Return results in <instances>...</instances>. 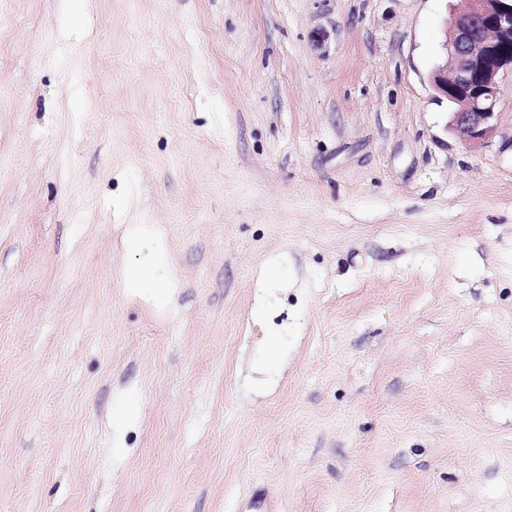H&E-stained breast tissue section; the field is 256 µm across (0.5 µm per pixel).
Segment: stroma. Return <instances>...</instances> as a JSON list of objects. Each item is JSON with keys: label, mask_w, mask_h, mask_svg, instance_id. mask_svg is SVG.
Segmentation results:
<instances>
[{"label": "stroma", "mask_w": 512, "mask_h": 512, "mask_svg": "<svg viewBox=\"0 0 512 512\" xmlns=\"http://www.w3.org/2000/svg\"><path fill=\"white\" fill-rule=\"evenodd\" d=\"M463 6L0 0V512H512V72L462 144Z\"/></svg>", "instance_id": "35a3bbf8"}]
</instances>
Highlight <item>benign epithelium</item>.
Segmentation results:
<instances>
[{
    "label": "benign epithelium",
    "mask_w": 512,
    "mask_h": 512,
    "mask_svg": "<svg viewBox=\"0 0 512 512\" xmlns=\"http://www.w3.org/2000/svg\"><path fill=\"white\" fill-rule=\"evenodd\" d=\"M465 2L445 30L446 59L431 83L451 105L448 129L477 146L496 132L500 77L512 70V0Z\"/></svg>",
    "instance_id": "obj_1"
}]
</instances>
